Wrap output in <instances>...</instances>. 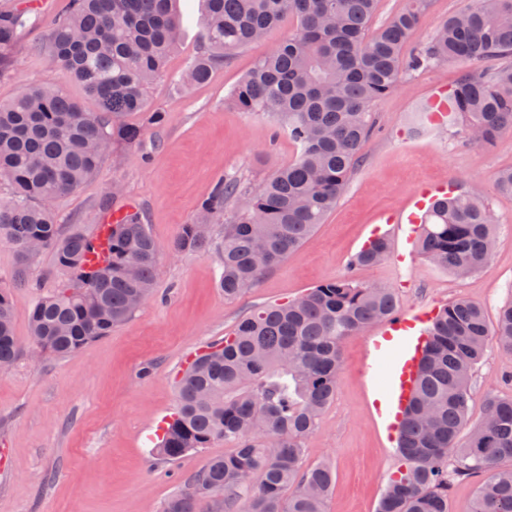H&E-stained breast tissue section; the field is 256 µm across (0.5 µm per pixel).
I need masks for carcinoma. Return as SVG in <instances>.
<instances>
[{"label":"carcinoma","mask_w":512,"mask_h":512,"mask_svg":"<svg viewBox=\"0 0 512 512\" xmlns=\"http://www.w3.org/2000/svg\"><path fill=\"white\" fill-rule=\"evenodd\" d=\"M377 3L206 0L208 47L187 66L186 85L206 82L215 66L262 40L285 16L297 26L228 96L244 112L275 115L297 144V158L255 189L219 179L172 243L175 253L204 250L212 226L224 225V297L255 286L324 222L369 136V105L404 72L447 62L485 64L465 71L451 89L455 110L448 123L462 119L486 148L512 130V65L501 63L512 56V0H478L408 58L404 49L424 0H407L371 34ZM29 20L19 2L0 11V76ZM181 27L172 0H70L49 47L64 81L81 84L97 110L48 86L25 87L0 104V184L10 190L0 200V241L13 246L21 267L46 253L66 276L30 310L31 344L45 356H65L110 334L153 295L157 248L140 211H127L112 225L106 263L85 271L93 235L79 224L57 223L53 205L78 190L114 144L141 141L144 128L128 123L130 114L147 113L150 125L164 122L147 89ZM494 230L478 196L451 194L431 207L417 246L428 261L467 276L489 259ZM32 241L43 243L42 253L25 250ZM388 250L386 238L372 239L351 265L376 267ZM395 307L392 289L338 278L251 311L194 359L178 381L176 418L154 451L174 460L219 438L236 448L186 479L164 512H198L203 499L214 512H324L334 473L327 464L302 470L303 440L336 392L342 340L386 320ZM428 336L400 439L406 472L389 481L376 512H448L450 482L477 473L485 479L472 512H512V398L488 399L483 421L459 443L472 373L489 337L512 354V304L492 328L479 304L459 298L438 309ZM20 352L11 296L1 288L0 364L14 363Z\"/></svg>","instance_id":"carcinoma-1"}]
</instances>
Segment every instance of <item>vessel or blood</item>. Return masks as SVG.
Masks as SVG:
<instances>
[{
	"label": "vessel or blood",
	"mask_w": 512,
	"mask_h": 512,
	"mask_svg": "<svg viewBox=\"0 0 512 512\" xmlns=\"http://www.w3.org/2000/svg\"><path fill=\"white\" fill-rule=\"evenodd\" d=\"M437 192V187H426L419 192L412 210L388 216V224L405 242L416 240ZM431 317V312L422 308L395 315L366 339L364 374L375 385L374 419L384 426L393 443L398 440L405 410L415 391L418 366L427 343L419 330Z\"/></svg>",
	"instance_id": "vessel-or-blood-1"
}]
</instances>
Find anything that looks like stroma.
Here are the masks:
<instances>
[{
    "label": "stroma",
    "mask_w": 512,
    "mask_h": 512,
    "mask_svg": "<svg viewBox=\"0 0 512 512\" xmlns=\"http://www.w3.org/2000/svg\"><path fill=\"white\" fill-rule=\"evenodd\" d=\"M33 11L14 45L13 66L0 78V103L27 85H59L88 111L96 104L79 84L64 81L49 51V36L67 0ZM477 0H426L407 46L426 44L449 16ZM182 19L176 48L148 88V101L165 112L144 126L139 144L114 146L76 192L58 199V223L94 227L100 201L142 212L158 250L155 294L112 332L63 357H31L29 312L62 279L50 256L20 268L14 248L0 242V288L12 297L22 351L0 370V512H163L165 502L209 458L231 452L216 440L175 461L153 454L159 424L177 409V373L202 347L229 335L254 308L296 299L324 282L351 277L394 289L396 307H442L457 298L481 305L488 322L512 301V197L498 193L497 173L512 167V131L494 146L472 141L463 124L432 125L420 106L437 86L453 87L464 68L444 63L410 72L368 109L371 132L333 211L301 247L253 288L225 298L215 249L176 254L171 244L197 205L222 178L258 185L293 162L298 149L287 129L264 112H242L227 97L255 62L288 39L296 23L284 18L260 42L232 53L210 80L182 86L189 62L204 50V0H174ZM425 184L478 194L496 224L491 257L458 277L414 255L398 269L385 259L368 270L351 260L385 231L386 213L402 208ZM364 338L346 337L336 394L304 441V466L331 464L336 475L324 512H375L396 458L382 447L370 420L361 373ZM512 397V354L488 341L477 365L467 424H479L490 397Z\"/></svg>",
    "instance_id": "1"
}]
</instances>
